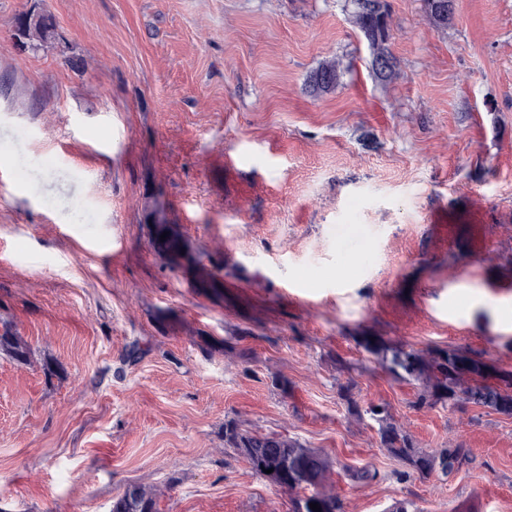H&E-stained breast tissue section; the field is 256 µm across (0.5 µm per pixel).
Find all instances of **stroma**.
Returning a JSON list of instances; mask_svg holds the SVG:
<instances>
[{
    "label": "stroma",
    "instance_id": "1",
    "mask_svg": "<svg viewBox=\"0 0 512 512\" xmlns=\"http://www.w3.org/2000/svg\"><path fill=\"white\" fill-rule=\"evenodd\" d=\"M386 2L382 82L353 0H0V326L33 351L0 354V512H110L131 485L160 512H287L225 449L228 417L377 469L337 478L344 512H512V417L416 409L357 345L512 372V0H454L445 27ZM32 9L55 40L24 52ZM157 202L220 259L223 304L150 249ZM352 402L469 463L408 473ZM340 79V73L336 61L327 60L323 62L312 74L311 80L317 89L330 91L336 88Z\"/></svg>",
    "mask_w": 512,
    "mask_h": 512
}]
</instances>
